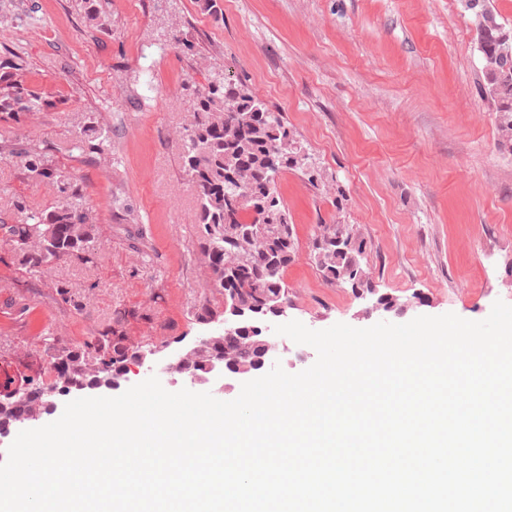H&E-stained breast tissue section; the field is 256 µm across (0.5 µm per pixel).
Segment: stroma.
Here are the masks:
<instances>
[{"label":"stroma","instance_id":"1","mask_svg":"<svg viewBox=\"0 0 512 512\" xmlns=\"http://www.w3.org/2000/svg\"><path fill=\"white\" fill-rule=\"evenodd\" d=\"M80 2L0 0V58L21 55L33 87L56 101L19 121L0 116V217L15 222L19 201L41 209L57 199L55 186L28 177L18 155L28 147L77 179L97 216L87 264L32 275L0 240V381L24 374L48 386L54 347L79 348L114 326L145 350L214 334L193 318L223 303L178 139L193 119L187 87L218 72L283 113L331 177L319 188L292 171L277 180L299 245L284 272L289 319L313 330L371 325L350 288L327 283L310 259L317 225L336 222L358 228L381 292L426 298L399 323L449 312L479 321L495 301L512 304V155L497 148L458 0H221L219 18L204 0H109L102 29ZM89 125L108 140L85 142Z\"/></svg>","mask_w":512,"mask_h":512}]
</instances>
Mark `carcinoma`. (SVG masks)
<instances>
[{"label":"carcinoma","mask_w":512,"mask_h":512,"mask_svg":"<svg viewBox=\"0 0 512 512\" xmlns=\"http://www.w3.org/2000/svg\"><path fill=\"white\" fill-rule=\"evenodd\" d=\"M459 2L463 12L473 17L482 87L493 107L498 149L512 154V24L492 0H482L476 9L473 0ZM26 71L17 54L0 59L1 115L18 118L53 106L50 96L31 89ZM191 95L193 122L181 139L180 160L199 202L196 228L209 259L213 291L242 307L258 295L286 299L283 273L297 255L296 237L276 191V179L286 171H297L317 188L328 174L312 156L300 163L292 160L304 148L296 131L282 113L269 109L243 83L219 76ZM21 154L29 175L56 185L59 196L44 209L17 204L18 223L0 221V238L9 242L31 274L65 259L93 261L96 217L81 204L79 184L49 166L41 152L25 148ZM365 251L366 243L354 224H319L310 241V259L323 279L352 288L361 280L350 278L348 271L353 257ZM224 345L241 365L253 363L261 349L258 337L240 343L220 339L205 345L198 361L207 362ZM135 353L124 336L104 333L78 350H57L51 360L63 380V392L69 393L101 384L77 371V363L91 361L97 373L111 379L122 370L118 363ZM40 404L41 398L34 394L12 409H0V425L17 422Z\"/></svg>","instance_id":"cac0c4a2"}]
</instances>
